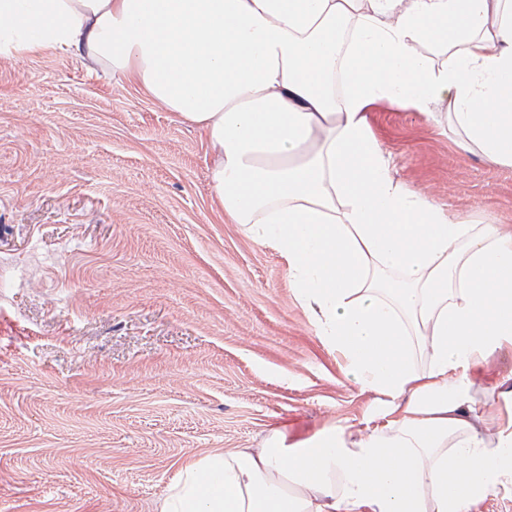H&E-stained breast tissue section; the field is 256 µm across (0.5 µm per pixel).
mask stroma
<instances>
[{
	"label": "stroma",
	"mask_w": 512,
	"mask_h": 512,
	"mask_svg": "<svg viewBox=\"0 0 512 512\" xmlns=\"http://www.w3.org/2000/svg\"><path fill=\"white\" fill-rule=\"evenodd\" d=\"M406 188L512 225V169L380 105ZM205 135L79 59H0V512H157L181 463L374 399L282 259L221 215Z\"/></svg>",
	"instance_id": "1"
}]
</instances>
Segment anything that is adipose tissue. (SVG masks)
I'll list each match as a JSON object with an SVG mask.
<instances>
[{"mask_svg": "<svg viewBox=\"0 0 512 512\" xmlns=\"http://www.w3.org/2000/svg\"><path fill=\"white\" fill-rule=\"evenodd\" d=\"M424 45L441 48L433 61ZM78 54L207 137L232 223L283 260L378 408L192 459L158 512H477L512 498V377L476 428V370L512 350V225L395 179L367 113L446 122L512 167V0H0V56Z\"/></svg>", "mask_w": 512, "mask_h": 512, "instance_id": "1", "label": "adipose tissue"}]
</instances>
